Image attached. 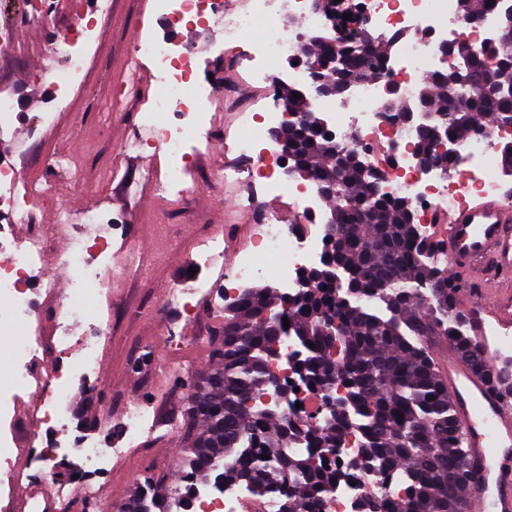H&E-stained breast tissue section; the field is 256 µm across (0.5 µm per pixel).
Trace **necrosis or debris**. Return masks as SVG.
Here are the masks:
<instances>
[{"instance_id":"obj_1","label":"necrosis or debris","mask_w":512,"mask_h":512,"mask_svg":"<svg viewBox=\"0 0 512 512\" xmlns=\"http://www.w3.org/2000/svg\"><path fill=\"white\" fill-rule=\"evenodd\" d=\"M307 2L249 0L248 9L225 13L220 10L219 0H156V7L174 25L188 18L204 19L209 13L222 14L224 41L228 44L241 46L252 42L260 31H268L261 54L248 57L252 80L272 101L285 86L308 96L311 108L323 115L340 151L356 154L379 171L388 195L409 198L420 212L433 214L454 207L463 196L496 189L488 136L481 133L454 145L443 167L426 173L413 157L417 126L399 119L384 120L382 113L391 95L414 101L423 77L444 73L453 66L454 60L445 54L444 47L462 29H469L476 41H492L499 22L498 10L488 11L481 24L472 27L458 10L457 0H356L355 10L369 15L374 32L399 37L388 58L387 71L374 80L353 85L345 95L315 98L311 95L313 73L297 60L302 39L280 25L283 17L292 14L302 17L309 28L333 31V18L313 13ZM49 40L52 51L45 74L55 93L63 97L82 69L86 45L54 31ZM133 57L151 62L157 72L155 92L140 122L156 140L165 165L150 171L149 177L163 193L185 195L189 191L190 159L207 144L212 131L207 109L218 84L198 76L192 49L178 40L160 39L148 32L139 34ZM288 57L296 59V66L288 75L277 74V62ZM291 120L290 114L274 104L247 113L244 130L235 143L236 152L250 164L228 171L226 177L241 186L243 197L251 198L258 188L270 200H288L301 215L292 224L270 218L255 225L251 248L239 253L225 271L228 281L241 288L272 266L281 293L292 294L300 271L319 263L326 248L323 227L328 203L314 181L287 175L279 145L272 136L274 130ZM459 168L465 172V180L447 179L446 170ZM50 190L49 179L19 182L12 167L0 162V215L24 219L37 215ZM75 223L85 225L88 232L74 238L59 257L58 272L68 280L69 291L58 294L52 280L44 279L41 288L45 302L37 304L26 284L43 254L53 246L59 229ZM114 230L106 207L100 205L78 214L62 209L57 223L35 225L20 242L0 231V335L15 339L9 355L0 358V370L9 371L14 389L33 387L39 391L33 415L19 413L14 406L8 412L10 437L6 446L0 447V512H13V503L20 496L26 498L29 512H70L74 503L96 500L98 492L89 480L90 473L110 470L113 453L139 445L155 426L153 406L130 403L122 420L120 440L110 449L98 440H84L78 479L59 483L52 501H45L41 490L56 460L64 454V444L56 434L62 406L73 389L91 388L90 377L102 356L101 332L76 337L67 326L82 315L90 287L104 290L111 284L116 267ZM47 309L61 324V335L30 336L32 324ZM298 349L294 337H281L280 356L270 371L284 385L285 394L271 396L269 403L288 410L294 425L304 430L325 423L328 413L320 408L319 390L303 384L292 370ZM44 353L65 356L66 361L45 370L40 360ZM20 464L28 472L23 485L15 479ZM380 493L372 474L357 473L336 481L320 510L358 512L361 499ZM189 508L191 512H280L281 501L273 494L257 496L240 484L218 482L198 487Z\"/></svg>"}]
</instances>
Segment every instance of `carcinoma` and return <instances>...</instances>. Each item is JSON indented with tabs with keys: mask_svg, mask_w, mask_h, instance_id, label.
<instances>
[{
	"mask_svg": "<svg viewBox=\"0 0 512 512\" xmlns=\"http://www.w3.org/2000/svg\"><path fill=\"white\" fill-rule=\"evenodd\" d=\"M457 2L463 15L479 19L497 0ZM396 40L387 38L370 65L357 39L342 50L307 42L301 54L341 95L346 85L381 74ZM448 54L459 64L425 79L413 103L393 98L389 109L400 114L422 108L441 112L448 117V138L465 142L483 128L482 120L494 123L512 112V96L495 92L485 81L490 69L512 81V34L492 44L457 39L448 45ZM280 99L288 113L310 111L308 102L293 98L287 87ZM318 124H289L281 150L296 168L295 175L336 189L328 200L345 235L326 242L324 257L348 272V291L312 270V286L288 298L250 287L224 303V326L211 340L215 369L204 379L191 376L187 383V476L195 483L213 478L254 485L260 495L283 497V512H317L327 489L345 476L294 448L298 429L288 425L283 410L252 405L270 381L268 354L286 319L288 333L304 346L298 362L303 382L316 388L339 383L348 392L347 405L329 410L326 425L305 432L308 447L334 448L349 429H356L362 438L357 470L384 479L396 471L405 485L404 495L391 493L374 501L373 512H467L471 474L465 467V448L426 337H445L509 400L512 369L487 363L467 334L469 318L452 311L455 283L442 277L444 270L436 264L418 261L420 250L431 254L436 245L410 223L411 200L376 191L356 155H334ZM415 152L437 163L444 160L435 153L426 129L420 130ZM421 283L437 288L419 297L413 287ZM168 501L157 478L145 473L127 512H173Z\"/></svg>",
	"mask_w": 512,
	"mask_h": 512,
	"instance_id": "obj_1",
	"label": "carcinoma"
}]
</instances>
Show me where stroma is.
<instances>
[{"label": "stroma", "mask_w": 512, "mask_h": 512, "mask_svg": "<svg viewBox=\"0 0 512 512\" xmlns=\"http://www.w3.org/2000/svg\"><path fill=\"white\" fill-rule=\"evenodd\" d=\"M29 0H0V27L10 31V43L0 49V92L13 96L16 117L0 133V162L11 164L17 180L42 178L48 158L62 152L72 163L50 175L54 191L43 209L48 221H56L72 195L82 205L105 197L112 221L119 229L112 249L126 264L112 277L111 302L92 294L87 316L73 321L83 330L90 319L111 306L108 340L98 371L100 387L89 397L73 391L63 410L64 429L74 445L67 450L65 467L80 469L83 449L78 442L83 431L77 410L98 413L111 408L112 421L96 432L104 447H111L122 434V411L126 403H153L157 411L156 431L142 445L125 449L115 457L109 472L93 475V482L132 494L135 483L149 467H156L160 479L179 473L184 441H170L167 424L181 418L187 392L178 382L177 368L191 367L194 376L210 372V336L224 319V270L196 265L201 243L214 231L224 233L225 248L241 252L251 246V228L263 217L290 213V205L272 201L245 209L237 205V190L224 180L228 168L246 167L234 143L243 130L242 112L259 109L262 91L254 85L245 64L237 62V48L225 45L221 25L209 22L204 31L170 25L155 9V0H118L116 14L95 22V36L88 48L86 66L75 80L65 103H57L52 87L40 79L32 63L37 43L48 40L49 29L69 27L71 13H52L49 20L29 18ZM149 30L161 38H178L193 48L201 70L222 77L225 90L209 107L213 127L219 131L223 150L203 146L191 162L192 176L199 183L196 194L178 200L157 192L144 182L147 169L159 164L151 146V134L137 119L147 110L156 87L155 79L140 71H126L135 37ZM51 111L55 120L33 132L35 115ZM143 141L136 153L120 152V145ZM147 234L153 250L145 269L129 264L127 257L140 234ZM196 277L208 291L209 304L202 317L191 320L171 301L170 293L189 277ZM182 333L180 348L167 344L169 330Z\"/></svg>", "instance_id": "obj_1"}]
</instances>
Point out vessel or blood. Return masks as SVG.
I'll return each instance as SVG.
<instances>
[{"mask_svg": "<svg viewBox=\"0 0 512 512\" xmlns=\"http://www.w3.org/2000/svg\"><path fill=\"white\" fill-rule=\"evenodd\" d=\"M435 240L454 275L465 282L456 301L475 325L485 318L512 328V191L465 201L435 227ZM478 283L470 292L469 283ZM440 376L456 404L465 460L474 474L470 512H512V403L453 348L440 350Z\"/></svg>", "mask_w": 512, "mask_h": 512, "instance_id": "1", "label": "vessel or blood"}]
</instances>
